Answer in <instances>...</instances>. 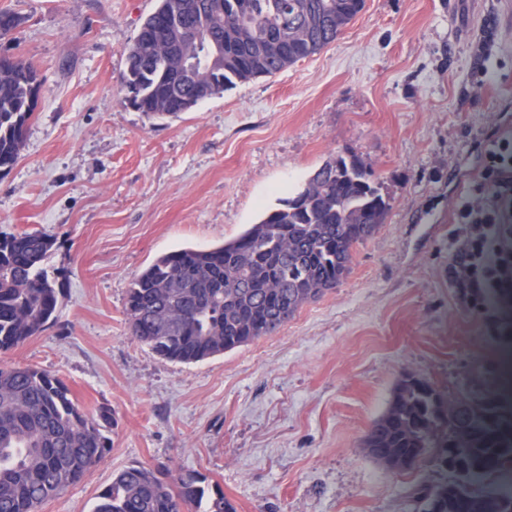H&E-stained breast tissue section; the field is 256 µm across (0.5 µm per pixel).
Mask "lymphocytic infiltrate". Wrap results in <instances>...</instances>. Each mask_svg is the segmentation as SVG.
<instances>
[{"instance_id": "f902f5d3", "label": "lymphocytic infiltrate", "mask_w": 512, "mask_h": 512, "mask_svg": "<svg viewBox=\"0 0 512 512\" xmlns=\"http://www.w3.org/2000/svg\"><path fill=\"white\" fill-rule=\"evenodd\" d=\"M484 158L480 182L455 206L449 273L468 306L493 322L512 305V136L487 140Z\"/></svg>"}]
</instances>
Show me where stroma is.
I'll return each mask as SVG.
<instances>
[{"mask_svg":"<svg viewBox=\"0 0 512 512\" xmlns=\"http://www.w3.org/2000/svg\"><path fill=\"white\" fill-rule=\"evenodd\" d=\"M157 0H0V55L41 81L0 233L41 231L62 293L51 327L0 351L63 380L109 446L40 512H91L126 467L195 471L235 512H421L452 473L394 470L365 437L399 379L444 401L492 397L512 343L448 276L458 199L489 136L512 135V0H365L343 33L271 77L147 118L120 77ZM354 151L389 210L336 288L272 333L197 363L130 334L131 282L157 257L224 244Z\"/></svg>","mask_w":512,"mask_h":512,"instance_id":"stroma-1","label":"stroma"}]
</instances>
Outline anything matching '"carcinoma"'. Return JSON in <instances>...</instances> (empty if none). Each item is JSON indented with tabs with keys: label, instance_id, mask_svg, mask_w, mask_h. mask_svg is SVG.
Instances as JSON below:
<instances>
[{
	"label": "carcinoma",
	"instance_id": "1",
	"mask_svg": "<svg viewBox=\"0 0 512 512\" xmlns=\"http://www.w3.org/2000/svg\"><path fill=\"white\" fill-rule=\"evenodd\" d=\"M364 0H158L129 47L121 83L137 88L133 107L148 118L176 116L238 82L272 76L334 41ZM184 17L190 28L224 42V56L197 81L183 77L201 48H175L162 27ZM37 71L15 62L0 73V173L17 162L39 91ZM353 151L326 161L305 187L282 200L237 238L211 249L159 256L127 291L132 335L154 355L196 363L277 329L288 316L336 287L355 248L384 223L389 203ZM54 245L43 232L0 237V351L48 329L62 304L45 266ZM108 408L89 417L58 377L32 367H0V512H39L79 482L108 447ZM368 448L390 459L438 456L456 479L427 492L422 512H512V491L478 494L485 474L512 467V422L490 398L447 405L427 381L404 377L386 413L372 425ZM188 472L173 481L132 465L98 496L93 512H235L224 492Z\"/></svg>",
	"mask_w": 512,
	"mask_h": 512
}]
</instances>
